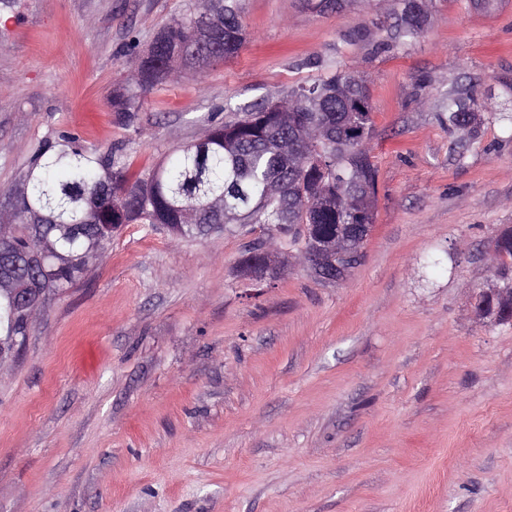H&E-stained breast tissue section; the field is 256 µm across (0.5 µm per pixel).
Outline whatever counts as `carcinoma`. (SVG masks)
Here are the masks:
<instances>
[{
  "label": "carcinoma",
  "mask_w": 512,
  "mask_h": 512,
  "mask_svg": "<svg viewBox=\"0 0 512 512\" xmlns=\"http://www.w3.org/2000/svg\"><path fill=\"white\" fill-rule=\"evenodd\" d=\"M198 8L222 25L221 42L209 50L213 62L236 57L246 40L242 0H211ZM407 11L403 7L391 33L395 43L405 44L421 32ZM197 23L195 13L174 20L163 28V38L153 40L131 78L135 88L112 97V111L122 120L133 122L140 92L166 77L173 56L182 55L188 67L198 65L200 49L192 43ZM351 78L339 70L214 123L205 128L202 143L185 146L136 178L119 153L90 152L70 134L38 144L22 179L21 220L8 239L0 240V355L31 325L30 313L13 304L11 286L26 284L42 297L76 286L125 224H160L177 237L193 238L228 228L224 215L214 211L217 206L246 213L248 220L239 228L248 233L258 228L260 234L245 249L240 269L256 282L252 260L269 241L297 246L306 257L318 236H332L350 224L373 226L378 167L372 160L375 125L368 89L355 88L364 96L365 112L354 120L336 101V90L348 87ZM487 106L474 94L459 95L448 99L441 121L452 131L470 112ZM301 126H312L317 134L290 167L284 144ZM145 183L151 185L147 196L138 193ZM352 191L371 196L370 206L350 209L345 196ZM40 245L59 251L60 261L40 265L34 258Z\"/></svg>",
  "instance_id": "obj_1"
}]
</instances>
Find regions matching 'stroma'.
<instances>
[{
    "label": "stroma",
    "mask_w": 512,
    "mask_h": 512,
    "mask_svg": "<svg viewBox=\"0 0 512 512\" xmlns=\"http://www.w3.org/2000/svg\"><path fill=\"white\" fill-rule=\"evenodd\" d=\"M194 0L0 7V205L40 142L75 134L131 175L210 120L339 70L364 77L379 169L363 259L322 282L297 249L241 277L250 234L129 224L0 362V512H512V323L476 294L512 227V0H244L239 55L108 105ZM489 96L478 136L449 94ZM444 259L426 268L428 256ZM400 3L404 1V7L400 15V23L395 28L394 32L389 37L394 43L405 44L415 39L421 32L422 28L418 22L408 17V0H399Z\"/></svg>",
    "instance_id": "obj_1"
}]
</instances>
